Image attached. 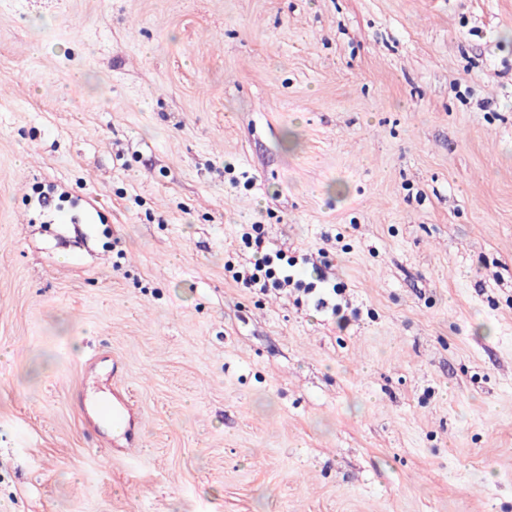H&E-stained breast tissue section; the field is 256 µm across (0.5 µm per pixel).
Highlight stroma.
I'll return each mask as SVG.
<instances>
[{"mask_svg": "<svg viewBox=\"0 0 512 512\" xmlns=\"http://www.w3.org/2000/svg\"><path fill=\"white\" fill-rule=\"evenodd\" d=\"M0 512H512V0H0ZM255 242L257 245V255L255 256L254 263H252L253 272L250 275H246L244 278H240V275L234 276V279H236L237 282L242 281V284L246 288L258 285L259 282H261V278H263L264 281V284L261 286V288H263V286L265 285V279H271L276 274L274 268L272 267L274 258L277 260H281V258L279 257L283 255L280 250H277L275 252V255H272L269 251L264 249L261 246V240L258 236L256 237Z\"/></svg>", "mask_w": 512, "mask_h": 512, "instance_id": "35a3bbf8", "label": "stroma"}]
</instances>
